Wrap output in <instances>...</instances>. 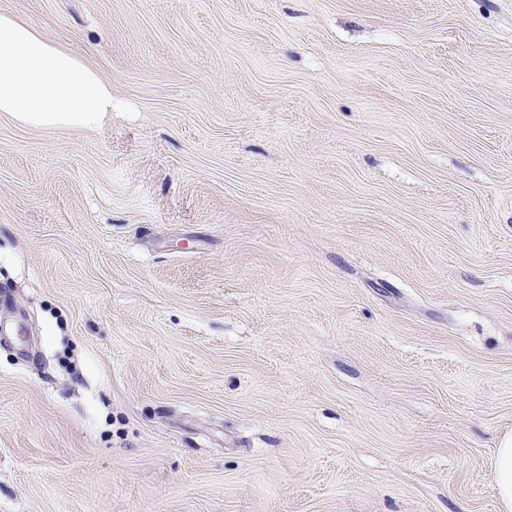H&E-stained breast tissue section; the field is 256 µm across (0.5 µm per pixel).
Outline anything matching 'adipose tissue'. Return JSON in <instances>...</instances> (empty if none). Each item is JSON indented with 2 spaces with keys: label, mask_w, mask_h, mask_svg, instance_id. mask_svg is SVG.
<instances>
[{
  "label": "adipose tissue",
  "mask_w": 512,
  "mask_h": 512,
  "mask_svg": "<svg viewBox=\"0 0 512 512\" xmlns=\"http://www.w3.org/2000/svg\"><path fill=\"white\" fill-rule=\"evenodd\" d=\"M111 109V82L82 55L0 11V113L27 128L91 129ZM494 485L499 512H512V432L498 440Z\"/></svg>",
  "instance_id": "1"
}]
</instances>
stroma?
I'll return each instance as SVG.
<instances>
[{"label":"stroma","mask_w":512,"mask_h":512,"mask_svg":"<svg viewBox=\"0 0 512 512\" xmlns=\"http://www.w3.org/2000/svg\"><path fill=\"white\" fill-rule=\"evenodd\" d=\"M95 129L0 114V512H498L512 0H0Z\"/></svg>","instance_id":"35a3bbf8"}]
</instances>
